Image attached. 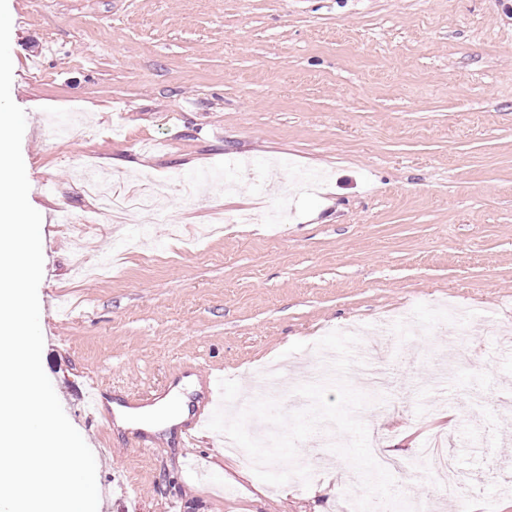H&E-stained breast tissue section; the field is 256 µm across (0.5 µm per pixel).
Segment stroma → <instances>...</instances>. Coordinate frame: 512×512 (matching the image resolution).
I'll use <instances>...</instances> for the list:
<instances>
[{
    "label": "stroma",
    "instance_id": "stroma-1",
    "mask_svg": "<svg viewBox=\"0 0 512 512\" xmlns=\"http://www.w3.org/2000/svg\"><path fill=\"white\" fill-rule=\"evenodd\" d=\"M11 97L26 113L29 202L44 214L42 366L96 454L99 512H343L358 475L311 436L318 478L280 488L242 468L221 433L147 449L104 435L80 392L156 403L195 369L261 384L280 370L287 412L315 381L313 345L355 333L358 362L392 347L389 385L359 411L402 462L397 489L422 512H512V0H8ZM89 129L51 138L46 114ZM96 159L125 193L166 183L169 215L98 224L73 244L60 209L90 207L72 176ZM224 170L186 206L184 176ZM284 204L282 224L215 212ZM116 262L75 278V247ZM467 311L455 336L442 312ZM307 348L290 353L293 343ZM347 378L360 387L359 369ZM446 440L465 483L444 494L413 467Z\"/></svg>",
    "mask_w": 512,
    "mask_h": 512
}]
</instances>
